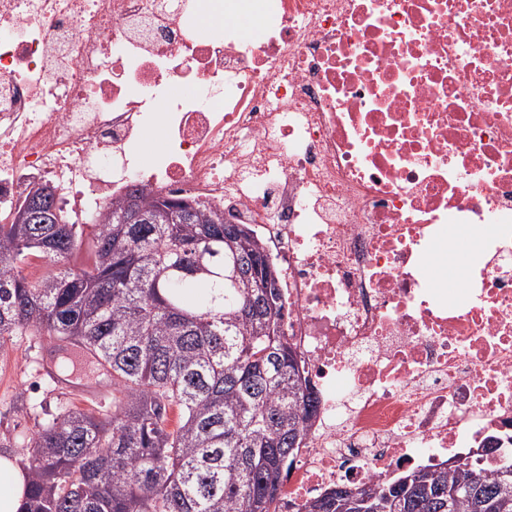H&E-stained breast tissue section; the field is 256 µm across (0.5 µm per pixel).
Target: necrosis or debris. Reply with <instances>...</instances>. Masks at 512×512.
Listing matches in <instances>:
<instances>
[{
  "label": "necrosis or debris",
  "instance_id": "1",
  "mask_svg": "<svg viewBox=\"0 0 512 512\" xmlns=\"http://www.w3.org/2000/svg\"><path fill=\"white\" fill-rule=\"evenodd\" d=\"M219 2L0 0V219L40 184L76 216L136 185L251 229L319 398L278 512L512 460V0H236L257 41ZM460 224L489 235L452 295L425 269Z\"/></svg>",
  "mask_w": 512,
  "mask_h": 512
}]
</instances>
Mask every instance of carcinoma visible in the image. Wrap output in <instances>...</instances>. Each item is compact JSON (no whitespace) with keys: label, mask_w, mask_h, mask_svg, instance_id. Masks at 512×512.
I'll use <instances>...</instances> for the list:
<instances>
[{"label":"carcinoma","mask_w":512,"mask_h":512,"mask_svg":"<svg viewBox=\"0 0 512 512\" xmlns=\"http://www.w3.org/2000/svg\"><path fill=\"white\" fill-rule=\"evenodd\" d=\"M156 212L129 224V200ZM0 223V349L46 336L96 358L122 400L112 413L41 402L20 512H276L318 397L281 336L276 281L255 238L215 209L134 186L89 224L47 195L40 224ZM87 249L88 261L70 267ZM33 257L51 270L24 274ZM177 410L170 427L169 411ZM303 512H512V464L409 469Z\"/></svg>","instance_id":"1"}]
</instances>
